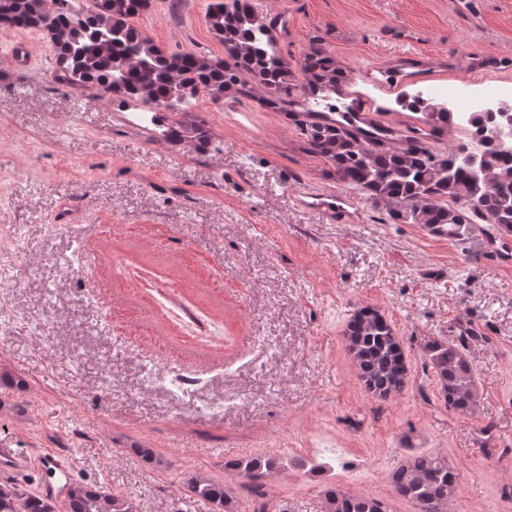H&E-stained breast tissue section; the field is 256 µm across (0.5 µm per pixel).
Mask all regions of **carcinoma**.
Wrapping results in <instances>:
<instances>
[{"label":"carcinoma","instance_id":"carcinoma-1","mask_svg":"<svg viewBox=\"0 0 512 512\" xmlns=\"http://www.w3.org/2000/svg\"><path fill=\"white\" fill-rule=\"evenodd\" d=\"M52 11L45 0H0V19L7 27L38 31L49 38L56 78L77 85L94 96L104 92L137 99L156 109L182 112L188 99L180 88L191 86L192 96L204 94L215 103L244 95L256 85L264 89L263 104L286 112L291 107L292 73L276 47L269 27L253 12L250 0H210L206 22L224 46V56L195 52H165L143 33L134 19L149 13L154 0H56ZM305 69L313 83L336 73L333 60L321 53L307 58ZM414 110L433 112L434 128L453 125L448 107L415 98ZM309 149L332 164L336 178L366 193L374 205L387 208L396 223L419 224L429 233L454 241H468L480 224L498 238L512 236V154L496 146L474 152L471 163L460 147L435 152L424 143L399 148H372L338 123H317L306 129ZM189 141L206 150L211 138L199 124L186 123L164 135ZM346 348L366 391L387 401L409 385L410 370L403 338L384 313L364 306L352 315L345 332ZM419 349L431 373L437 395L448 410L473 416L481 395L475 370L455 342L424 338ZM316 465L279 454L245 453L224 461V469L240 483L229 486L202 474L186 479L188 490L211 503L217 512H238V496L245 494L252 512H270V482L287 467ZM395 495L416 512H449L460 490L459 473L441 452L415 451L390 473ZM0 512H59L47 496L26 493L0 484ZM66 512H139L129 496L99 486L73 483ZM323 512H388L385 500L353 493L340 485L323 489Z\"/></svg>","mask_w":512,"mask_h":512}]
</instances>
